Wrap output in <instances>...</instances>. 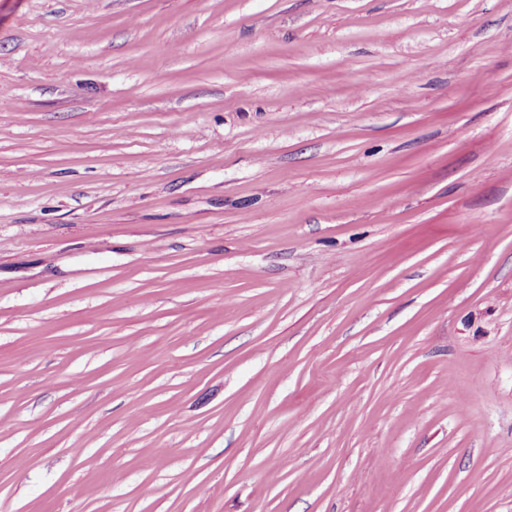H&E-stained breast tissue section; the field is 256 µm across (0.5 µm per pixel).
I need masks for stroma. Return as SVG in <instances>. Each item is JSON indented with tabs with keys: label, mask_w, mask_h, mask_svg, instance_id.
<instances>
[{
	"label": "stroma",
	"mask_w": 512,
	"mask_h": 512,
	"mask_svg": "<svg viewBox=\"0 0 512 512\" xmlns=\"http://www.w3.org/2000/svg\"><path fill=\"white\" fill-rule=\"evenodd\" d=\"M0 512H512V0H0Z\"/></svg>",
	"instance_id": "obj_1"
}]
</instances>
